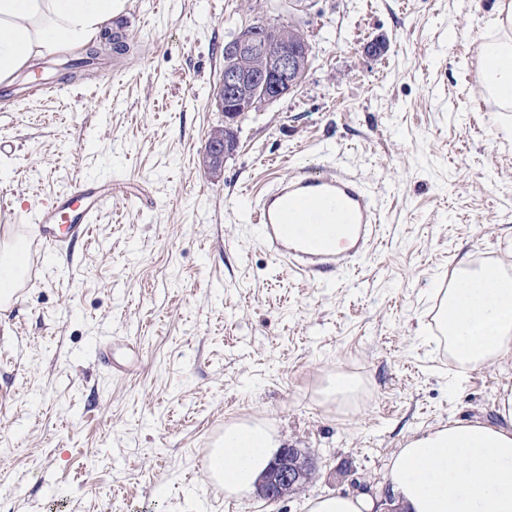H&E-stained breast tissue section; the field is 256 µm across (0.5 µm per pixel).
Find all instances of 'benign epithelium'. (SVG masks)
Masks as SVG:
<instances>
[{"mask_svg":"<svg viewBox=\"0 0 512 512\" xmlns=\"http://www.w3.org/2000/svg\"><path fill=\"white\" fill-rule=\"evenodd\" d=\"M309 44L293 29L277 33L252 25L224 45V78L214 100L224 112V134L209 141L212 166L236 146L232 129L236 119L261 104L275 101L295 89L308 69ZM315 472L314 460L292 445L282 448L257 487V495L268 503L279 502L303 490Z\"/></svg>","mask_w":512,"mask_h":512,"instance_id":"obj_1","label":"benign epithelium"}]
</instances>
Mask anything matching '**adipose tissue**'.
<instances>
[{
    "mask_svg": "<svg viewBox=\"0 0 512 512\" xmlns=\"http://www.w3.org/2000/svg\"><path fill=\"white\" fill-rule=\"evenodd\" d=\"M128 0H0V84L38 62L99 45ZM495 63L480 83L497 108L512 107V0L492 21ZM435 327L463 369L512 352V267L459 263L441 291ZM501 425L455 421L410 439L388 479L405 512H512V388L498 398ZM282 443L275 428L244 419L225 425L208 453L226 495L255 489Z\"/></svg>",
    "mask_w": 512,
    "mask_h": 512,
    "instance_id": "obj_1",
    "label": "adipose tissue"
}]
</instances>
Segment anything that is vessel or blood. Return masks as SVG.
Listing matches in <instances>:
<instances>
[{"label": "vessel or blood", "mask_w": 512, "mask_h": 512, "mask_svg": "<svg viewBox=\"0 0 512 512\" xmlns=\"http://www.w3.org/2000/svg\"><path fill=\"white\" fill-rule=\"evenodd\" d=\"M253 202L251 220L258 224L265 246L278 259L306 272H331L361 254L380 221L362 182L327 168H305L278 178L266 191L255 193ZM103 204L102 189L89 181L52 197L33 215L39 232L29 242V251L54 253L87 239ZM292 224H347L351 234L341 247H325L289 235Z\"/></svg>", "instance_id": "vessel-or-blood-1"}]
</instances>
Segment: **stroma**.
I'll return each mask as SVG.
<instances>
[{
	"label": "stroma",
	"instance_id": "35a3bbf8",
	"mask_svg": "<svg viewBox=\"0 0 512 512\" xmlns=\"http://www.w3.org/2000/svg\"><path fill=\"white\" fill-rule=\"evenodd\" d=\"M498 0H133L131 45L55 96L0 85V225L97 182L91 237L0 312V512H306L387 487L392 455L453 421L498 423L512 353L456 377L431 330L461 260L512 244V111L474 75ZM261 20L312 45L302 83L244 113L220 171L224 45ZM385 50L369 54L368 43ZM305 167L358 176L383 224L331 273L295 272L249 221L251 192ZM139 195L129 203L128 195ZM111 349L108 371L98 348ZM362 381L323 402L329 374ZM265 420L318 469L269 504L207 482L224 424Z\"/></svg>",
	"mask_w": 512,
	"mask_h": 512
}]
</instances>
